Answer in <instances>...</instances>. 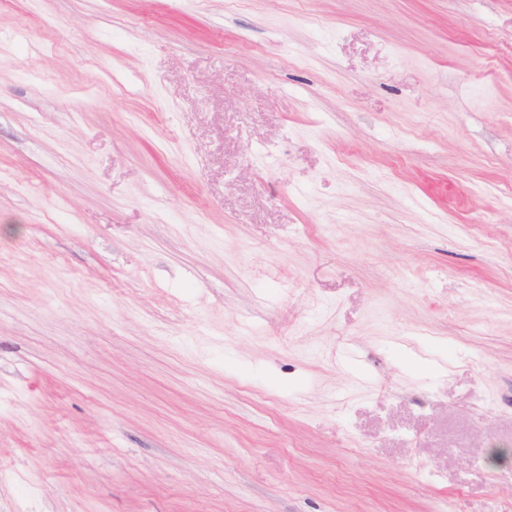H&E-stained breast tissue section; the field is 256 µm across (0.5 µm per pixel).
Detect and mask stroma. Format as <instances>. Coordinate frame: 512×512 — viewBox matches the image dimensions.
<instances>
[{
    "mask_svg": "<svg viewBox=\"0 0 512 512\" xmlns=\"http://www.w3.org/2000/svg\"><path fill=\"white\" fill-rule=\"evenodd\" d=\"M0 512H512V0H0Z\"/></svg>",
    "mask_w": 512,
    "mask_h": 512,
    "instance_id": "35a3bbf8",
    "label": "stroma"
}]
</instances>
